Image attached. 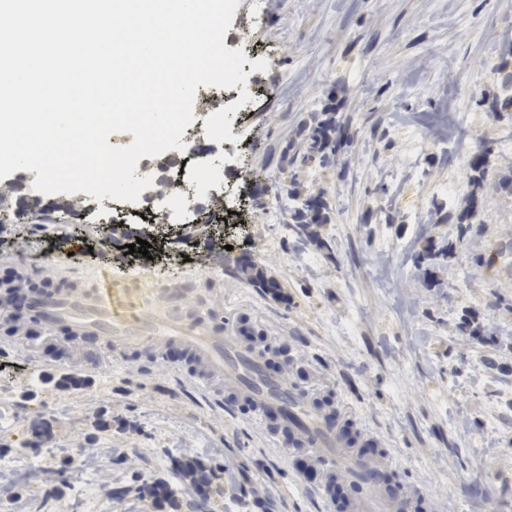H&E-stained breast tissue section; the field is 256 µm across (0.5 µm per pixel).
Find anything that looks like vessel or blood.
<instances>
[{"label":"vessel or blood","mask_w":512,"mask_h":512,"mask_svg":"<svg viewBox=\"0 0 512 512\" xmlns=\"http://www.w3.org/2000/svg\"><path fill=\"white\" fill-rule=\"evenodd\" d=\"M32 313L49 333L63 324L77 329L80 335L106 344L180 345L199 367L198 372L186 374V381L217 406L222 405L223 400L212 392L206 379L208 373L223 375L227 385L235 386L243 382L245 372L259 367L249 350L226 343L223 337L213 335L209 329L183 316L156 311L143 321L132 323L125 314L113 312L112 293L107 288H92L82 295L57 291L54 296L37 299ZM288 392L287 383L278 380L248 388L245 401L253 413L262 418L274 413L278 397ZM292 440L310 448L315 455L334 461L350 480L360 482L357 499L360 512H411L412 500L386 496L385 477L380 467L361 453L348 450L343 436L328 422L305 419L293 433Z\"/></svg>","instance_id":"obj_1"}]
</instances>
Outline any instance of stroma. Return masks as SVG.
Listing matches in <instances>:
<instances>
[{
	"instance_id": "1",
	"label": "stroma",
	"mask_w": 512,
	"mask_h": 512,
	"mask_svg": "<svg viewBox=\"0 0 512 512\" xmlns=\"http://www.w3.org/2000/svg\"><path fill=\"white\" fill-rule=\"evenodd\" d=\"M252 2L240 0L238 28L262 65L239 115L241 167L229 185L244 222L225 225L221 250L201 246L196 224H163L150 257L77 253L73 266H97L114 294L146 310L159 293L180 291L167 309L191 311L232 342L245 324L264 332L272 377L300 385L315 413L336 412V429L375 442L383 470L415 488V512H512V195L496 190V172L476 205L484 233L436 265L435 286L415 262L427 244L455 239L477 149L512 157V118L485 105L512 68L501 56L512 0H267L259 22ZM331 100L353 142L335 165L298 171L329 206L313 242L270 209L286 179L281 147ZM433 208L442 222L428 221ZM479 255L492 265H478ZM245 256L277 293L238 276ZM128 268L142 278H127ZM20 315L23 333L0 324V454L21 475L0 501L83 512L71 493L81 480L96 486L101 512H191L195 496L174 462L205 461L218 448L216 466L237 481L231 489L215 479L211 512H355L330 504L328 481L345 476L269 437L223 380L211 386L238 413L208 412L176 380L187 367L179 348L93 350L78 336L44 335L29 310ZM465 316L484 336L460 342L454 327ZM42 422L52 434L37 444ZM86 441L122 445L135 468L116 456L82 468ZM53 469L62 482L46 481ZM259 481L270 497L254 495ZM154 482L172 490L174 506L141 494Z\"/></svg>"
}]
</instances>
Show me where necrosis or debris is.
<instances>
[{
	"mask_svg": "<svg viewBox=\"0 0 512 512\" xmlns=\"http://www.w3.org/2000/svg\"><path fill=\"white\" fill-rule=\"evenodd\" d=\"M217 143L206 135L202 124L185 150H168L162 155L139 159L138 176H152L153 185L140 194L138 203L111 198L88 199L86 207L75 212L76 224H138L142 219L162 215L164 223L187 224L192 218L217 208L234 210L232 197L223 195L222 187L233 171Z\"/></svg>",
	"mask_w": 512,
	"mask_h": 512,
	"instance_id": "obj_1",
	"label": "necrosis or debris"
}]
</instances>
